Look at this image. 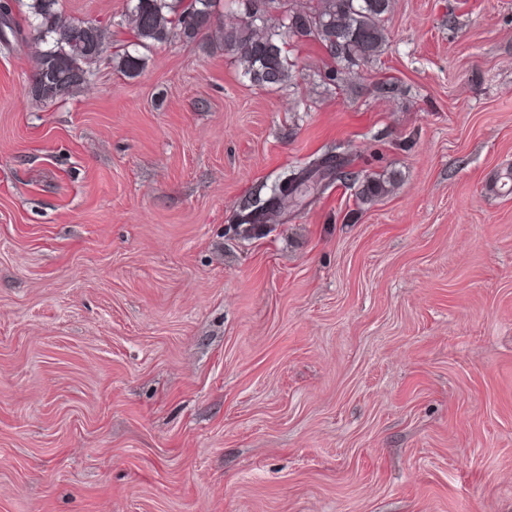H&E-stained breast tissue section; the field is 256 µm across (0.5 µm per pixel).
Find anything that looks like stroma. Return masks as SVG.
<instances>
[{
    "instance_id": "obj_1",
    "label": "stroma",
    "mask_w": 512,
    "mask_h": 512,
    "mask_svg": "<svg viewBox=\"0 0 512 512\" xmlns=\"http://www.w3.org/2000/svg\"><path fill=\"white\" fill-rule=\"evenodd\" d=\"M126 0H63L111 23ZM376 60L214 38L52 104L0 49V512H512V0H393ZM341 149L247 239L242 199ZM393 183L394 181L390 177L366 176L359 181L356 197L361 203H371L387 195L391 191Z\"/></svg>"
}]
</instances>
